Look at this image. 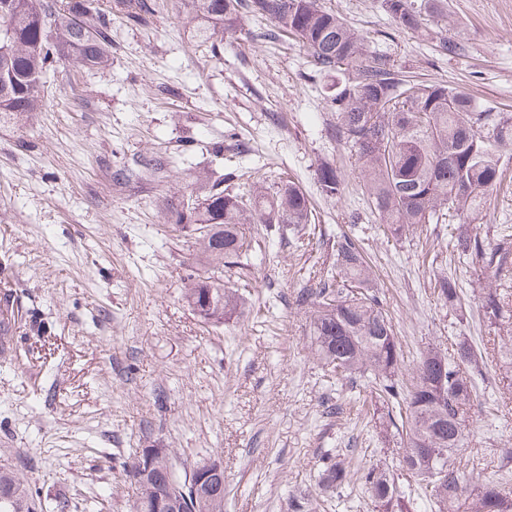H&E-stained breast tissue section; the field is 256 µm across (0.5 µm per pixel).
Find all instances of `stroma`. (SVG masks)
Returning a JSON list of instances; mask_svg holds the SVG:
<instances>
[{"label": "stroma", "mask_w": 512, "mask_h": 512, "mask_svg": "<svg viewBox=\"0 0 512 512\" xmlns=\"http://www.w3.org/2000/svg\"><path fill=\"white\" fill-rule=\"evenodd\" d=\"M150 2L146 23L113 18L109 68L58 64L43 110L0 123V286L19 308L0 353V466L39 487L43 512L61 500L66 512H130L121 462L171 448L181 469L222 462L224 512H288L291 497L316 498L326 449L392 468L404 448L378 434L383 406L354 405L313 358L310 315L292 302L331 269L337 236L362 247L409 366L461 336L481 346L490 327L476 290L488 274L453 249L449 225L384 232L355 156L330 137L326 80L306 54L276 40L203 44L181 0ZM324 4L404 74L512 113V0H448L447 19L422 33L398 28L380 0ZM450 34L462 54L440 51ZM325 160L342 175L340 197L321 191ZM203 167L233 173L242 190L292 177L314 214L300 248L256 226L250 271L224 272L246 309L218 327L184 300L204 267L164 216ZM501 168L475 225L493 245L512 243V152ZM442 276L459 284L460 306L437 296ZM501 373L489 365L476 386L459 459L473 481L512 487ZM327 402L344 415H326Z\"/></svg>", "instance_id": "obj_1"}]
</instances>
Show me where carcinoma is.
I'll return each instance as SVG.
<instances>
[{"instance_id": "carcinoma-1", "label": "carcinoma", "mask_w": 512, "mask_h": 512, "mask_svg": "<svg viewBox=\"0 0 512 512\" xmlns=\"http://www.w3.org/2000/svg\"><path fill=\"white\" fill-rule=\"evenodd\" d=\"M207 42L218 34L243 31V16H266L269 39H291L307 50L316 72L328 79L326 101L336 114L330 135L362 162L363 186L381 223L396 237L422 224L453 225L454 247L481 263L493 277H512V245L493 247L473 231L469 218L482 212L488 192L499 182L501 154L512 149V114L446 85L408 82L390 56L366 45L364 38L322 0H183ZM382 8L401 28L419 31L425 21L448 15L447 0H382ZM141 24L150 14L147 0H0V120L43 109V78L58 63L103 70L112 64V16ZM232 174H194L189 197L197 206L180 210L168 200L165 217L194 236L210 271L191 277L184 298L205 322L215 326L243 312L246 300L218 276L248 256L246 227L280 224L288 242L301 244L312 211L299 186L288 181L268 194L256 184L247 195L224 183ZM321 191L330 197L343 190L340 172L329 162L318 168ZM336 261L315 288L295 295L310 313V342L315 357L337 378L371 387L387 407L383 431L405 432L399 460L401 478L373 464L352 474L346 456L331 451L321 458L318 489L333 502L352 478L368 493L372 512H419L410 482L430 489L438 512H512V488L467 479L452 459L465 447L475 379L485 362L497 356L512 371V292L481 289L482 308L496 336L483 351L464 336L450 350L429 348L410 367L412 386L404 385V356L381 300L370 287L371 270L362 248L341 235L334 243ZM438 297L450 307L460 302L455 281L436 283ZM145 449L124 462L125 476L136 489L132 512H150L142 487L152 474H140ZM180 490L181 512H224V494H193L188 474L180 475L173 452L159 457ZM408 482L402 486L399 480ZM42 507L39 489L17 469L0 467V512H31Z\"/></svg>"}]
</instances>
